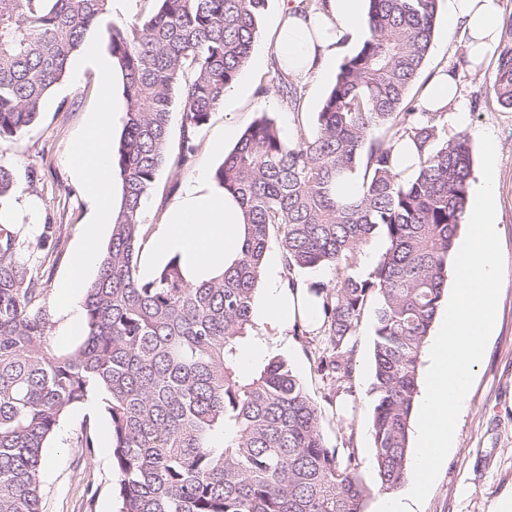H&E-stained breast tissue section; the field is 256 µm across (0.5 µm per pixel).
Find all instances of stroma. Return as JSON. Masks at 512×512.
Listing matches in <instances>:
<instances>
[{
    "label": "stroma",
    "mask_w": 512,
    "mask_h": 512,
    "mask_svg": "<svg viewBox=\"0 0 512 512\" xmlns=\"http://www.w3.org/2000/svg\"><path fill=\"white\" fill-rule=\"evenodd\" d=\"M281 0H267L258 22V36L249 61L238 77L248 83L245 94L227 93L223 105L211 113L196 139L197 150L189 165L179 166L180 121L172 119L168 162L157 175L144 210L146 225L160 224L175 201L171 186H183L199 172L214 175L223 153L210 149L211 140L231 126L244 132L261 115L287 126L297 119L298 130L311 128L331 81L314 82L297 90L296 105H288L277 90L278 79L271 64V43ZM465 38L449 28L446 12H438L433 42L426 65L414 89L423 91L428 80L440 72L451 73L459 97L447 111L446 136L466 132L472 149H479L480 136L489 133L498 149L499 200L497 232L504 263L496 322L482 361L474 366V382L467 408L456 426L458 447L442 466L418 512H493L497 503L512 496V109L486 103L484 93L496 65L488 55L481 72L465 64ZM100 75L84 66L80 75L66 73L46 96L38 121L22 136L0 140V161L10 164L18 187L0 205V213L14 224L26 244L32 268L41 270L48 289L46 303L52 314L50 334L58 346L71 347L81 340V331L71 328L68 313L56 306L60 283L69 274L73 255L83 246V228L95 218V205L68 162L71 145L84 134L100 105ZM53 225L60 245L54 253L34 249L33 241L46 225ZM286 361L308 394L320 400L331 381L317 368L324 348L322 333L289 335ZM373 314L364 311L353 354L355 400L346 407L322 408V433L326 447L336 448L343 434L353 433L361 459L360 476L370 487L367 512H375L382 495L373 460L371 437L373 378ZM91 421L94 448H81L76 438L83 421ZM41 473L43 512H116L118 472L112 461V436L108 416L92 405L71 409L58 423L44 450Z\"/></svg>",
    "instance_id": "1"
}]
</instances>
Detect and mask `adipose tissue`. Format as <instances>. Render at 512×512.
Returning <instances> with one entry per match:
<instances>
[{
  "label": "adipose tissue",
  "mask_w": 512,
  "mask_h": 512,
  "mask_svg": "<svg viewBox=\"0 0 512 512\" xmlns=\"http://www.w3.org/2000/svg\"><path fill=\"white\" fill-rule=\"evenodd\" d=\"M448 24L467 39V58L480 64L497 46L500 0H445ZM363 26V0H323L319 7L304 0H283L271 51L278 68L291 80L305 84L320 76L347 36ZM85 57L101 76V101L95 120L70 149V163L97 204L95 223L86 225L84 245L75 253L69 278L61 285L58 301L73 317H80L78 297L85 276L97 262L94 243L111 224L115 181L112 171L111 129L121 103L111 90L120 69L113 59L88 48ZM245 222L237 200L213 183L207 174L188 181L167 209L152 237V251L138 263L143 279H151L159 260L178 259L194 284L224 272L240 257ZM267 278L258 292L252 315L269 342H277L300 324L313 330L320 325V299L305 286L289 288L281 277L279 258L268 260Z\"/></svg>",
  "instance_id": "ef3b65f1"
}]
</instances>
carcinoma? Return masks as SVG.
Listing matches in <instances>:
<instances>
[{
	"label": "carcinoma",
	"mask_w": 512,
	"mask_h": 512,
	"mask_svg": "<svg viewBox=\"0 0 512 512\" xmlns=\"http://www.w3.org/2000/svg\"><path fill=\"white\" fill-rule=\"evenodd\" d=\"M111 0H0V139L33 125L50 89L92 32L108 34L128 110L112 171L121 203L96 278L84 294L85 333L54 346L39 272L18 232L0 224V512H42L43 448L72 408L96 400L112 426L119 512H365L353 435L326 447L321 406L285 362L238 369L262 261L277 241L288 282L316 267L343 271L321 297L334 378L329 405L355 397L351 355L373 308L371 436L380 488L409 474L412 411L427 337L438 319L472 186L469 138L442 137L443 112H419L411 91L434 34L439 0H367L361 46L345 59L315 126L285 139L261 115L224 156L216 181L243 207L239 261L199 285L173 258L138 274L148 228L142 203L167 162L174 100L181 158L246 66L266 0H154L142 21L109 23ZM488 100L512 108V25L497 48ZM415 170L395 172L399 147ZM348 178L359 194L345 198ZM17 187L0 162V200ZM386 247L357 272L363 245ZM224 446L216 448V433Z\"/></svg>",
	"instance_id": "carcinoma-1"
}]
</instances>
